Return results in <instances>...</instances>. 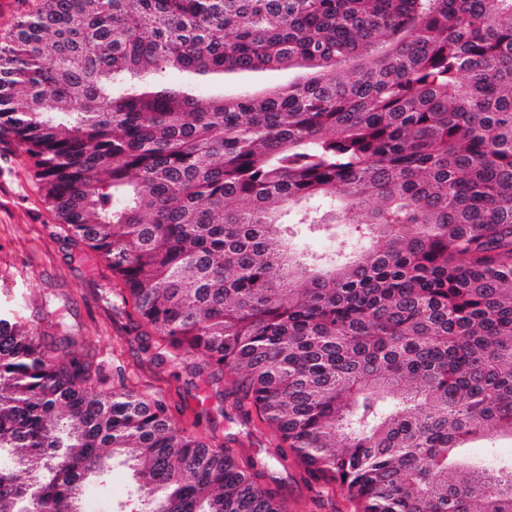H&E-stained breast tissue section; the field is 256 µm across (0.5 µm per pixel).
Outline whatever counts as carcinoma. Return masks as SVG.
<instances>
[{"instance_id":"1","label":"carcinoma","mask_w":512,"mask_h":512,"mask_svg":"<svg viewBox=\"0 0 512 512\" xmlns=\"http://www.w3.org/2000/svg\"><path fill=\"white\" fill-rule=\"evenodd\" d=\"M267 68L298 76L165 80ZM0 131L154 359L276 437L242 461L63 322L55 348L0 313V512H84L122 456L141 512H288L290 458L356 512H512V465L454 463L512 434V0H39L0 44ZM352 211L330 256L283 221ZM293 71L263 70L246 74H224L222 77H212L203 81L200 92L203 97L231 96L243 88L266 90L288 84L295 77Z\"/></svg>"}]
</instances>
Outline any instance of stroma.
I'll use <instances>...</instances> for the list:
<instances>
[{
    "label": "stroma",
    "mask_w": 512,
    "mask_h": 512,
    "mask_svg": "<svg viewBox=\"0 0 512 512\" xmlns=\"http://www.w3.org/2000/svg\"><path fill=\"white\" fill-rule=\"evenodd\" d=\"M293 72L263 70L231 73L203 81V96H231L244 88L266 90L293 79ZM119 280L98 252L73 238L50 210L34 176L30 158L13 139L0 136V311L37 319L35 304L48 298L62 305L68 323L80 330L93 361L105 373L122 371L135 390L160 396L173 424L194 426L200 408L195 398L197 378L189 365L155 360L136 336L132 319L115 312L104 297ZM206 407L217 416L216 428L197 427L199 434L229 443L240 457L268 448L270 429L248 431L242 424L220 418L223 399L210 397ZM460 458L474 462H511L512 435L491 434L470 442ZM290 512H354L355 504L340 489L316 496L298 469L288 471L283 487Z\"/></svg>",
    "instance_id": "35a3bbf8"
}]
</instances>
